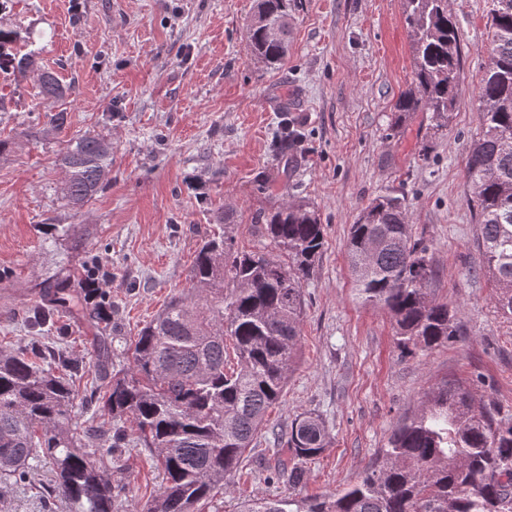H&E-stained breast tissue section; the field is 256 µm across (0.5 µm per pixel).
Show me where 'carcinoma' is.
<instances>
[{
	"label": "carcinoma",
	"instance_id": "1",
	"mask_svg": "<svg viewBox=\"0 0 512 512\" xmlns=\"http://www.w3.org/2000/svg\"><path fill=\"white\" fill-rule=\"evenodd\" d=\"M487 3L488 61L477 85L481 123L466 161V198L485 270L498 288L496 306L512 320V0ZM405 5L414 88L395 103L393 125L430 112L433 130L443 131L460 82L456 25L447 0ZM289 36L288 0H258L247 25L254 59L281 64ZM18 38L0 28V70L25 77L36 62L31 53L11 52ZM38 82L44 97L68 93L51 71L40 72ZM60 163L68 175L63 196L81 208L105 187L112 143L75 137ZM262 220L258 249L239 250L224 232L202 241L190 287L171 297L133 344L120 351L99 339L106 364L120 352L129 362L106 391L90 390L111 415L108 423L73 422L74 409L88 401L78 398L62 353L0 348V484L26 482L32 462L43 458L53 472L42 494L47 504L116 512L121 488L112 483V457L131 434L165 476L142 512H201L213 490L234 477L283 394L298 359L302 283L325 244L324 225L306 200L285 202ZM345 251L358 295L390 314L402 350L456 339L458 308L432 295L429 247L412 234L405 197H373L350 225ZM44 296L69 308V279L54 281ZM229 343L237 357L231 371ZM327 439L319 417L295 418L285 440L294 463L279 461L267 479L303 483L304 463L322 454ZM239 512H512V416L476 400L466 383L445 382L394 430L356 482L334 495L248 499Z\"/></svg>",
	"mask_w": 512,
	"mask_h": 512
}]
</instances>
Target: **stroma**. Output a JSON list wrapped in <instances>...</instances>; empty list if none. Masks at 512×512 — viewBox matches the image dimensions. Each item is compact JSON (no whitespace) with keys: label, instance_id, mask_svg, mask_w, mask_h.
<instances>
[{"label":"stroma","instance_id":"1","mask_svg":"<svg viewBox=\"0 0 512 512\" xmlns=\"http://www.w3.org/2000/svg\"><path fill=\"white\" fill-rule=\"evenodd\" d=\"M256 0H11L0 27L46 31L51 41L18 43L42 69L73 85L67 99L42 98L36 74L0 75V347L38 343L66 350L85 370L76 389H105L93 339L133 341L170 297L188 288L201 238L225 222L239 248L260 246L263 214L287 200L315 205L325 247L303 284L299 358L268 427L228 486L203 512H237L242 497L333 495L355 482L437 386L460 380L512 414V320L498 311L466 204L464 168L480 127L477 82L487 61V0H448L462 46L453 123L433 134L429 113L390 127L413 83L404 0H297L288 58L277 68L252 60L246 26ZM67 114L64 129L50 116ZM300 137L288 155L273 144L285 125ZM112 144L106 186L83 208L62 195L59 159L71 138ZM429 157L420 160L421 147ZM391 190L406 199L416 237L430 248L433 296L459 310L456 341L406 354L390 316L363 305L345 256L363 205ZM71 224L82 246L51 233ZM95 272L108 318L92 326L86 288ZM70 276L74 304L55 326H38L40 286ZM320 416L328 448L303 484L271 482L272 433L301 414ZM113 473L118 512L143 506L163 472L147 451L125 447ZM52 478L35 463L28 482L0 497V512L46 508Z\"/></svg>","mask_w":512,"mask_h":512}]
</instances>
